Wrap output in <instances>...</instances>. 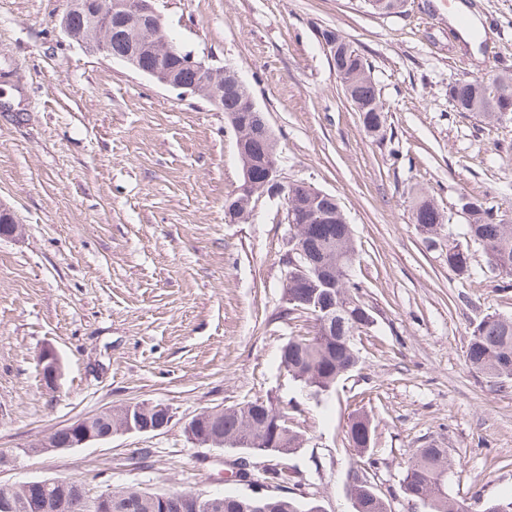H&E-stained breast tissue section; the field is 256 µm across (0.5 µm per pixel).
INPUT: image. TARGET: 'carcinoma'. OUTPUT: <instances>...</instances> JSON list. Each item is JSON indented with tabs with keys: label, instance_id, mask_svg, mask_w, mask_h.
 <instances>
[{
	"label": "carcinoma",
	"instance_id": "obj_1",
	"mask_svg": "<svg viewBox=\"0 0 512 512\" xmlns=\"http://www.w3.org/2000/svg\"><path fill=\"white\" fill-rule=\"evenodd\" d=\"M336 73L341 78L344 91L355 111L360 113L365 130L378 135L384 132L386 116L377 91L372 84L369 65L365 57L353 46L334 58ZM448 95L459 112H470L485 120H493V113L503 101L512 104V74L507 72L487 81L469 82L462 86L448 85ZM249 88L234 83L224 84V112L246 111ZM460 207L467 208L466 235L469 241L480 246L488 260L489 268L506 279L512 286V224L499 218L498 212L485 199L463 197ZM414 223L426 234H435L446 224V219L432 199L418 198L413 209ZM307 249L320 252L328 249L336 253V291L323 293L315 286L316 278L288 282V310L299 312L314 321V335L293 338L280 352L281 362L288 366V373L302 387L321 395L330 391L350 365L359 363L351 337L371 324V316L353 292L356 284L350 281L346 267L356 260L352 226L343 212L336 213L334 224L302 225ZM448 268L459 275L471 272L468 250L448 242ZM318 300L324 306L334 307L336 317L328 324L320 320L321 312L310 305ZM466 358L470 366L487 382L501 387L512 382V319L497 314L480 318L471 332ZM283 430L277 438L269 437L265 428L263 408L251 401L241 407H226L224 413L204 422L206 430L222 438L225 447L239 451L282 456L294 453L300 447L299 435L290 425L281 423ZM351 439L362 452L369 450L372 431L365 417L353 419L348 430ZM450 466L443 448H420L406 466L401 484L402 493L421 502L428 512H460L448 500L438 497L440 476ZM348 493L355 499L359 512H386L380 495L359 469L348 473ZM186 493L169 494L167 509H162L159 493L134 487L112 490V512H213L208 508L192 509L184 500ZM94 496L90 489L77 481H69L65 489L64 512H95ZM223 512H317L314 502H302L289 495L273 494L263 500L233 493H222Z\"/></svg>",
	"mask_w": 512,
	"mask_h": 512
}]
</instances>
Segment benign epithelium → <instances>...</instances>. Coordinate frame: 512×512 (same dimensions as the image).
<instances>
[{
    "label": "benign epithelium",
    "instance_id": "obj_1",
    "mask_svg": "<svg viewBox=\"0 0 512 512\" xmlns=\"http://www.w3.org/2000/svg\"><path fill=\"white\" fill-rule=\"evenodd\" d=\"M78 18L93 24V27L85 33L77 31L74 20ZM164 24L156 0H72L70 7L59 18L62 33L89 51L103 53L161 86L179 90L185 95L201 96L216 110H224V84L208 82L207 75L212 67L206 60L182 46L157 40L156 33L164 28ZM248 103L250 111L229 113L242 162L243 185L237 189L241 197L226 208L228 221L235 223L252 215V190L258 185L282 196L285 204L281 222L291 224L286 277L306 278L311 272L307 265L309 256L295 234V212L286 204L288 184L281 181L280 166L274 159L275 138L254 98H249ZM39 366L46 386H56L62 376V364L53 348L48 347L40 353ZM217 412L219 409H211L185 421L184 432L190 442L208 447L219 444V439L205 433L202 428L204 420ZM102 414L110 419L118 414L121 423L111 424L102 430L96 423L95 415L79 419L49 433L29 449V453L37 455L81 448L92 441L109 438L116 432H155L166 427L172 418L169 407L162 403L109 407ZM66 485L67 481L63 478L32 480L20 485L4 484L0 489L12 495L4 502V508L10 512L23 503L46 508L52 500L53 508L61 512L66 508L63 496Z\"/></svg>",
    "mask_w": 512,
    "mask_h": 512
}]
</instances>
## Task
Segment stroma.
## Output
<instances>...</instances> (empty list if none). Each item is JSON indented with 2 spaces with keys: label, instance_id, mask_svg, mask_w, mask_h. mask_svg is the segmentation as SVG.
<instances>
[{
  "label": "stroma",
  "instance_id": "1",
  "mask_svg": "<svg viewBox=\"0 0 512 512\" xmlns=\"http://www.w3.org/2000/svg\"><path fill=\"white\" fill-rule=\"evenodd\" d=\"M68 0H0V207L20 234L0 236V483L66 478L91 490L133 486L253 494L229 465L287 470L263 492L353 512L347 473L363 467L391 512H426L400 489L417 449H445L450 500L512 498V382L470 368L472 324L512 317V288L467 243L462 195L512 221V120L454 110L448 86L485 76L488 51L512 72V0H406L371 13L364 0H158L178 43L245 79L281 155L284 181L335 194L354 232L352 278L373 323L355 340L356 369L331 393L303 389L280 363L309 336L286 313L289 230L280 197L231 223L241 181L236 136L199 96L165 88L68 40ZM497 25H490V18ZM364 55L385 110L368 134L344 95L322 30ZM426 192L448 218L429 242L413 221ZM469 247L472 273L448 268ZM59 355L57 389L38 355ZM272 399L301 435L286 457L199 447L196 413ZM163 403L162 430L38 456L42 436L108 407ZM368 416L369 455L347 424ZM469 252L462 249L458 243H448V268L458 275H469L471 272Z\"/></svg>",
  "mask_w": 512,
  "mask_h": 512
}]
</instances>
